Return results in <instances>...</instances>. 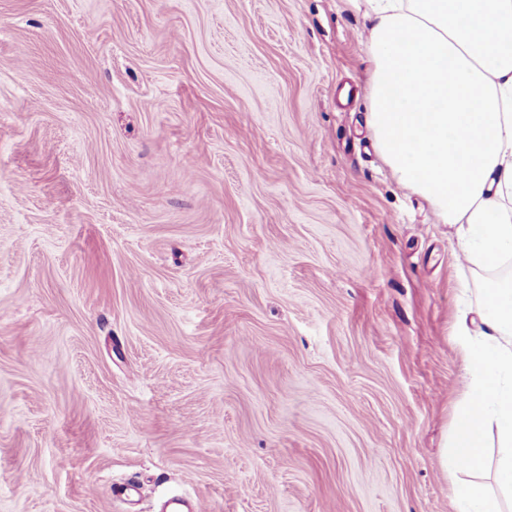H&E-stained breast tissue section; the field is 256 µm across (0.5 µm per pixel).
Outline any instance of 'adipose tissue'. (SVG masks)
Here are the masks:
<instances>
[{
  "mask_svg": "<svg viewBox=\"0 0 512 512\" xmlns=\"http://www.w3.org/2000/svg\"><path fill=\"white\" fill-rule=\"evenodd\" d=\"M366 125L395 180L455 229L480 275L482 327L460 322L464 399L442 464L477 472L487 434L512 493V0H368Z\"/></svg>",
  "mask_w": 512,
  "mask_h": 512,
  "instance_id": "obj_1",
  "label": "adipose tissue"
}]
</instances>
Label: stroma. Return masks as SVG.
I'll list each match as a JSON object with an SVG mask.
<instances>
[{
	"label": "stroma",
	"instance_id": "obj_1",
	"mask_svg": "<svg viewBox=\"0 0 512 512\" xmlns=\"http://www.w3.org/2000/svg\"><path fill=\"white\" fill-rule=\"evenodd\" d=\"M367 11L0 0V512H455L479 279L373 147Z\"/></svg>",
	"mask_w": 512,
	"mask_h": 512
}]
</instances>
